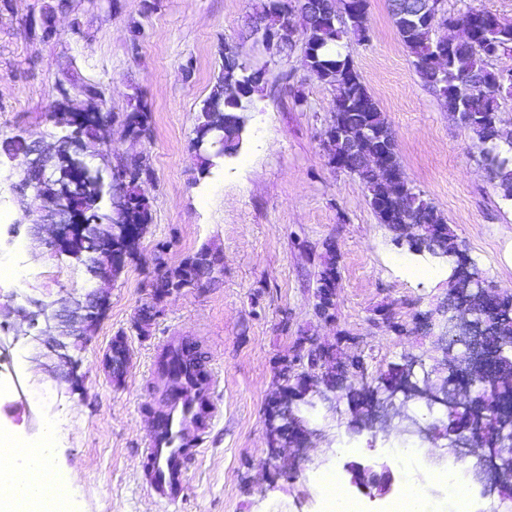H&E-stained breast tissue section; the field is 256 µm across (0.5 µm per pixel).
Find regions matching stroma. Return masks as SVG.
<instances>
[{
	"label": "stroma",
	"mask_w": 512,
	"mask_h": 512,
	"mask_svg": "<svg viewBox=\"0 0 512 512\" xmlns=\"http://www.w3.org/2000/svg\"><path fill=\"white\" fill-rule=\"evenodd\" d=\"M259 0H0V249L27 244L24 283L0 282V401L20 410L5 431L33 445L56 426L53 463L74 482L66 512H323L321 478L349 463L389 464L385 448L408 439L403 428L373 433L353 427L347 399L322 407L317 435L291 476L261 469L268 453L265 409L274 366L300 336H318L355 355L358 375L381 374L417 359V377H447L446 353L461 355L448 331L452 265L394 239L356 177L328 162L323 133L334 89L307 69L301 47L276 50L254 35ZM57 33L43 39V20ZM139 37H132V24ZM369 42L354 46L364 84L395 133L404 172L445 216L470 269L512 290V202L502 200L470 133L423 86L392 24L388 0H369ZM265 80L247 112L236 156L201 165L192 144L201 109L222 71L225 48ZM101 100L82 94V86ZM303 91L294 107L290 86ZM149 111L150 134L135 140L125 113ZM111 113L108 141L96 150L112 162L146 155L154 179L142 183L151 222L135 254L107 283L63 248L35 240L21 210L24 167L5 153L8 139L45 148L71 134L52 111ZM210 248L216 278L152 300L153 257L176 266ZM339 270L336 318L315 314L317 274L329 254ZM424 265L433 280L415 278ZM74 297L100 313L78 336L46 333L39 304ZM157 314L147 332L134 326L146 301ZM390 309L398 330L370 321ZM207 345L219 374L223 414L188 472L187 494L170 504L147 496L139 453L148 439L145 407L154 400L149 368L172 333ZM124 337L130 363L114 381L108 349Z\"/></svg>",
	"instance_id": "stroma-1"
}]
</instances>
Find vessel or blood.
Wrapping results in <instances>:
<instances>
[{"instance_id":"1","label":"vessel or blood","mask_w":512,"mask_h":512,"mask_svg":"<svg viewBox=\"0 0 512 512\" xmlns=\"http://www.w3.org/2000/svg\"><path fill=\"white\" fill-rule=\"evenodd\" d=\"M151 377L157 397L140 456L144 489L152 498L175 503L185 495L190 460L220 417L213 399L218 375L210 358L200 356L194 337L174 335L160 344Z\"/></svg>"}]
</instances>
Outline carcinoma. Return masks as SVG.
I'll return each mask as SVG.
<instances>
[{
  "mask_svg": "<svg viewBox=\"0 0 512 512\" xmlns=\"http://www.w3.org/2000/svg\"><path fill=\"white\" fill-rule=\"evenodd\" d=\"M405 0H390V12L397 32L407 49L411 64L424 86L443 100L448 113L469 131L481 146V162L490 181L501 197L512 201V130L501 125L502 102L512 100V68L501 69L494 61L512 54V21L472 7L445 15V25L463 28L467 37L458 40L434 38L430 19L407 15L400 9ZM356 15L351 20L337 19L344 0H262L258 20L264 30L282 38V45L293 48L302 42L308 69L318 80L336 90L333 99L332 125L357 130L365 126L376 133L369 147L384 153L388 165L402 180L403 194L394 197L384 182L367 169L355 177L364 186L369 203L380 221L395 234L401 224L421 225L419 244L430 239L441 240L448 252L460 248L457 236L449 228L443 214L408 181L401 165L393 130L384 113L363 84L351 55L352 43L370 40L368 18L369 0H351ZM300 17L301 29L294 27V18ZM263 81L259 70H252L239 61L231 50L224 53V68L210 97L201 109L203 121L198 126V139L208 140L212 126L224 123L226 136L223 149L234 147V127L242 118L245 102ZM125 124L132 127L131 136L139 139L148 135V114L142 110L130 112ZM69 139H64L55 157L58 177L53 183H44L41 191L50 196L66 180ZM122 189L128 196L130 208L128 223L138 224L146 230L150 221L148 204L138 184L151 177L148 158L137 155L118 165ZM79 206L88 223H95L102 198L99 182L91 177L78 191ZM159 275L150 285L153 296L159 297L171 289L197 285L202 280L212 281L216 257L201 250L185 263L170 267L163 253L154 258ZM339 271L334 255H329L318 273L315 289L316 307L325 316L332 317L336 310V288ZM308 363L324 367L326 381L336 382L334 362L328 355L336 353L332 346L320 345L306 349ZM112 367L115 381H120L122 364L129 363V350L121 338L112 341ZM297 377L296 387L305 384L292 361H279L275 382H287Z\"/></svg>",
  "mask_w": 512,
  "mask_h": 512,
  "instance_id": "carcinoma-1",
  "label": "carcinoma"
}]
</instances>
